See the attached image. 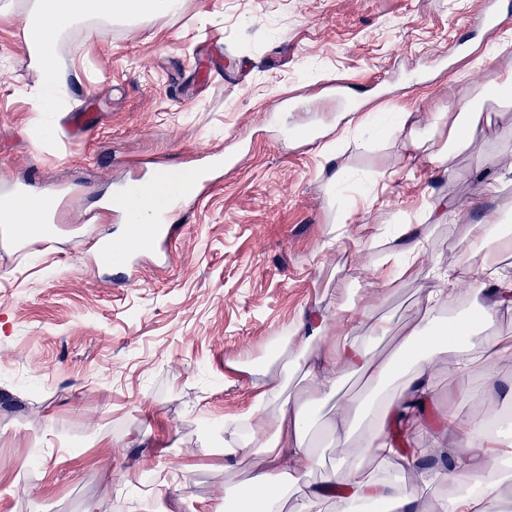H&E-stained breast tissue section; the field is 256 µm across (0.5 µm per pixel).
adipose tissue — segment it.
I'll use <instances>...</instances> for the list:
<instances>
[{
    "label": "adipose tissue",
    "instance_id": "adipose-tissue-1",
    "mask_svg": "<svg viewBox=\"0 0 512 512\" xmlns=\"http://www.w3.org/2000/svg\"><path fill=\"white\" fill-rule=\"evenodd\" d=\"M182 0H0V25L11 24L17 14H24V39L27 58L39 73L34 86H23L22 94L42 113L59 111L67 95V82L61 73L58 46L62 37L77 27L97 34L114 24L144 25L151 20L177 13ZM512 90V75L490 80L479 97L463 104L456 113L449 132L460 139L476 127V114L484 100ZM54 222L51 194L26 189L13 194L0 204V223L19 224L33 229H48ZM427 228L413 229L400 224L386 235L388 261L373 273L372 284L381 289L394 282L396 276L412 271L427 243ZM448 283L467 284V297L477 304L475 312L458 314L448 323L438 324L434 311L441 300L440 291L426 297L424 314L405 337V352L399 358L406 368V378L391 392L383 387L391 376L388 362L379 360L357 335L356 325L346 315L348 306H340L337 333L342 338L339 349L330 354H311L310 342L328 329L326 319L312 323L300 322L295 330L294 344L306 367L295 373L284 367L270 375L263 389L253 398L246 411L252 428L240 434L233 422L219 426L223 453L228 457L252 462V475L246 486L229 487L228 497L239 499L243 490L254 495V512H285L289 498L300 501L299 512H323L327 501H334L336 512H350L353 503L374 501L391 506L394 512H410L412 506L429 497H439L441 512H512V498L502 488L512 483V474L489 470L484 466L493 434L482 417L461 419L449 416L448 423L459 434L466 458L458 460L452 470L422 468L420 462L428 451L424 448H398L390 430L419 434V418L424 407L437 399L440 388L430 371L433 358L451 351L456 355L452 392L461 398L474 389L472 372L475 366L490 365L512 351V340L488 346L477 342L480 326L491 323L502 310L512 309V278L504 276L492 258H485L480 276H470L464 263L449 264L442 275ZM359 373L375 384L377 391L367 402L342 399L341 386L348 374ZM331 406L332 416L326 426L344 441L356 427L361 412L372 416L370 426L362 435L360 459L352 465L337 462L321 483L302 486L303 476L319 464L316 453L309 448V434L324 406ZM391 465L399 473H410V483H401L398 476L373 480L364 471L365 459ZM451 481L480 483L483 498L470 495L440 497V490ZM349 488L347 498H334L336 487Z\"/></svg>",
    "mask_w": 512,
    "mask_h": 512
}]
</instances>
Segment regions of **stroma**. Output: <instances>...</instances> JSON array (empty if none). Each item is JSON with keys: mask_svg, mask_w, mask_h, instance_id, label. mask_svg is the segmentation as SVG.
<instances>
[{"mask_svg": "<svg viewBox=\"0 0 512 512\" xmlns=\"http://www.w3.org/2000/svg\"><path fill=\"white\" fill-rule=\"evenodd\" d=\"M480 0H183L151 33L73 30L60 54L70 104L50 119L48 146L21 88L23 17L0 27V189L54 187L60 224L79 223L113 186L167 167L195 178L207 152L239 139L242 163L218 171L179 218L167 252L138 280L102 265L98 241L126 248L120 216L53 249L0 252V512H217L246 463L225 461L207 425L247 410L264 385L241 362H263L306 313L351 306L360 333L398 357L402 336L440 282L466 261L479 274L468 226L489 209L512 225V94L486 100L480 131L445 169L409 154L396 116L421 137L448 140L453 115L493 76L512 74V28L470 25ZM362 85L344 116L330 84ZM97 115L72 127L75 106ZM381 188L382 203L364 200ZM448 205L430 227L418 274L384 291L372 273L382 229L417 224L422 203ZM512 415V358L497 395H441L426 410L421 447L450 442L442 413Z\"/></svg>", "mask_w": 512, "mask_h": 512, "instance_id": "stroma-1", "label": "stroma"}]
</instances>
